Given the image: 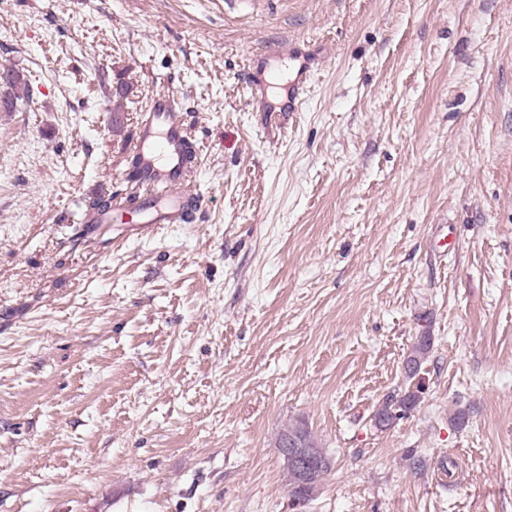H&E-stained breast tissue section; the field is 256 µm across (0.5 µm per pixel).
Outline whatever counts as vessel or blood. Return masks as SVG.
Masks as SVG:
<instances>
[{"label": "vessel or blood", "mask_w": 512, "mask_h": 512, "mask_svg": "<svg viewBox=\"0 0 512 512\" xmlns=\"http://www.w3.org/2000/svg\"><path fill=\"white\" fill-rule=\"evenodd\" d=\"M256 54L268 61L288 62L293 72L290 96L281 110L271 112V119H279L284 111L291 115L301 111L317 68L314 59L306 56L299 41L288 39L264 41ZM239 82L249 103L255 105L264 100L273 79L259 73L249 60L239 71ZM132 151L138 160L136 180L143 193L132 203L139 210V219L129 224V232L143 237L167 224L194 222L203 210L204 198L192 180L195 145L174 94L154 96L141 116Z\"/></svg>", "instance_id": "b4317fda"}]
</instances>
